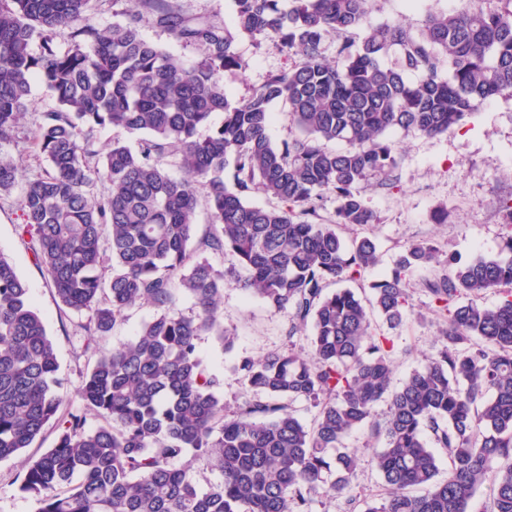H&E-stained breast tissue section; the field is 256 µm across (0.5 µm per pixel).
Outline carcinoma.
Returning <instances> with one entry per match:
<instances>
[{
    "label": "carcinoma",
    "mask_w": 512,
    "mask_h": 512,
    "mask_svg": "<svg viewBox=\"0 0 512 512\" xmlns=\"http://www.w3.org/2000/svg\"><path fill=\"white\" fill-rule=\"evenodd\" d=\"M92 2L0 0V148L16 139L34 83L57 104L36 134L49 170L23 179L0 154V192L20 190L19 231L61 304L87 316L84 346L95 357L81 409L63 408L53 343L28 284L0 254V460L57 432L19 485L37 512H311L332 472L336 496L360 512H469L485 484L491 512H512V197L501 202L511 230L502 255L465 264L450 255L426 282L448 321L435 352L396 387L372 316L400 326L407 273L439 259L432 244L411 243L391 274L364 285L380 262L379 218L360 192L399 167L396 132L446 135L512 96V0H458L417 33L374 22L372 0L289 9L232 0L239 33L275 39L297 58L237 102L224 89V71L242 66L226 27L169 0H133L125 24L103 31ZM145 11L200 61L146 40ZM60 29L71 30L63 50L53 42ZM356 29L362 37L327 61L325 36ZM391 53L398 64L383 65ZM279 101L297 134L278 145L268 129ZM216 112L222 124L199 137ZM107 125L137 135V147L93 149L94 130ZM252 192L282 206L254 205ZM200 195L209 224L199 236ZM328 198L336 207L325 224ZM343 226L370 233L346 240ZM226 285L287 312L289 337L312 330L306 356L271 352L234 367L252 393L234 411L198 346L213 335L233 347L220 314ZM492 288L499 301L478 303ZM181 293L194 314L176 309ZM142 303L155 313L135 338L101 347ZM297 402L316 405L311 424ZM361 428L379 446L371 463L384 497L349 495L360 458L344 440ZM188 455L209 458L221 479L200 488L189 465L174 464Z\"/></svg>",
    "instance_id": "1"
}]
</instances>
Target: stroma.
<instances>
[{
  "mask_svg": "<svg viewBox=\"0 0 512 512\" xmlns=\"http://www.w3.org/2000/svg\"><path fill=\"white\" fill-rule=\"evenodd\" d=\"M455 3L374 0L372 17L378 22H398L417 32L428 15L444 12ZM234 47L246 64L245 69L224 73V88L235 101L248 97L270 75L287 70L293 63L292 57L269 39L240 36ZM32 99L16 140L0 149L28 177L43 173L47 167L34 136L44 113L56 107L41 86H34ZM395 141L402 157L393 174L395 187L383 185L378 177L361 186L364 201L379 217L374 235L380 263L367 273V280L390 273L397 255L408 244L423 240L432 241L441 254L464 261L498 256L506 238L499 206L503 198L512 195V97L493 101L448 135L430 138L400 132ZM22 221L18 193L0 194V252L14 263L34 295L60 365L57 392L75 408L82 375L93 364L92 355L83 348L85 318L64 307L46 282L34 263L29 238L16 230ZM434 275V270L421 268L408 273L406 318L398 328H389L378 318L373 321L375 333L387 337L392 348L394 383L403 382L432 354L439 329L446 322L445 317L432 312L424 287L425 279ZM221 314L225 330L235 341L233 351L224 353L209 335L202 336L199 349L217 381L218 392L233 407L251 396L231 373L233 363L272 351H298L307 348L308 339L303 332L289 335L286 312L232 287L224 290ZM53 442V433H46L18 456L0 461V512H36L35 498L21 492L18 485L29 461L51 448ZM346 443L358 449L362 459L351 478L353 495L371 498L382 494V481L370 464L375 449L368 444L366 430L352 432Z\"/></svg>",
  "mask_w": 512,
  "mask_h": 512,
  "instance_id": "stroma-1",
  "label": "stroma"
}]
</instances>
